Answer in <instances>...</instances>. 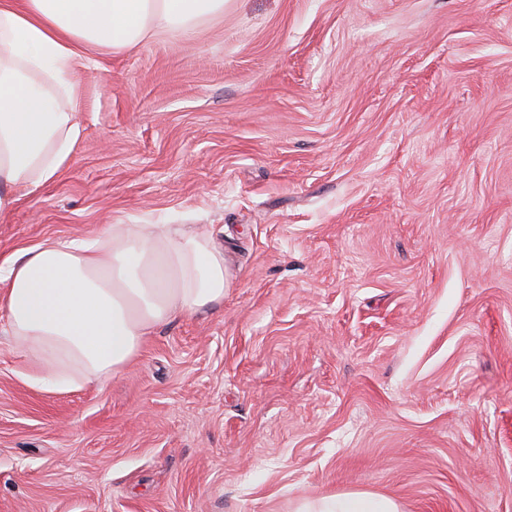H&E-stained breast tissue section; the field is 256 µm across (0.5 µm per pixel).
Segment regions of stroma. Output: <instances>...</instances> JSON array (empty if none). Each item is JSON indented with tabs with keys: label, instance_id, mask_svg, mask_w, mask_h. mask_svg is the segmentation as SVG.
<instances>
[{
	"label": "stroma",
	"instance_id": "35a3bbf8",
	"mask_svg": "<svg viewBox=\"0 0 512 512\" xmlns=\"http://www.w3.org/2000/svg\"><path fill=\"white\" fill-rule=\"evenodd\" d=\"M88 54L0 259L203 224L231 286L74 392L0 327V512H512V0H227ZM297 512H401L390 497L367 493H333L305 501Z\"/></svg>",
	"mask_w": 512,
	"mask_h": 512
}]
</instances>
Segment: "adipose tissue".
Wrapping results in <instances>:
<instances>
[{"mask_svg":"<svg viewBox=\"0 0 512 512\" xmlns=\"http://www.w3.org/2000/svg\"><path fill=\"white\" fill-rule=\"evenodd\" d=\"M225 0H0V214L66 167L80 136L73 76L86 48L127 50L223 15ZM224 251L181 224H113L47 239L0 263V313L24 377L72 392L119 375L155 328L224 300ZM299 512H400L390 497L333 493Z\"/></svg>","mask_w":512,"mask_h":512,"instance_id":"obj_1","label":"adipose tissue"}]
</instances>
